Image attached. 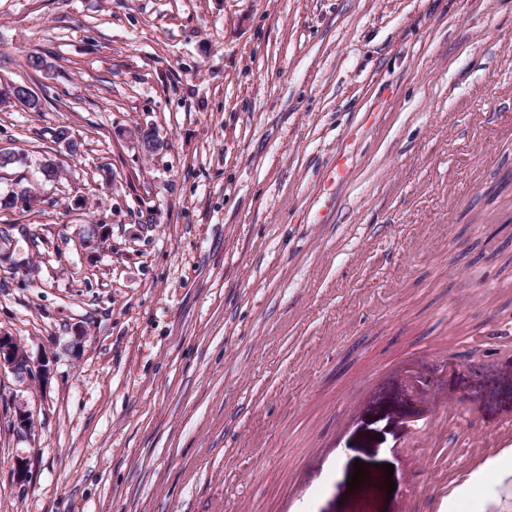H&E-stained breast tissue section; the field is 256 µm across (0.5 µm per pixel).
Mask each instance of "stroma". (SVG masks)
I'll list each match as a JSON object with an SVG mask.
<instances>
[{
  "mask_svg": "<svg viewBox=\"0 0 512 512\" xmlns=\"http://www.w3.org/2000/svg\"><path fill=\"white\" fill-rule=\"evenodd\" d=\"M0 82L44 103L0 107V331L50 368L0 374V512H397L404 352L451 437L512 417V0H0Z\"/></svg>",
  "mask_w": 512,
  "mask_h": 512,
  "instance_id": "35a3bbf8",
  "label": "stroma"
}]
</instances>
